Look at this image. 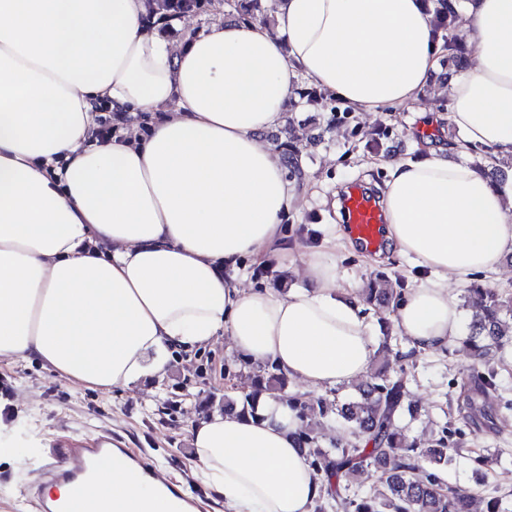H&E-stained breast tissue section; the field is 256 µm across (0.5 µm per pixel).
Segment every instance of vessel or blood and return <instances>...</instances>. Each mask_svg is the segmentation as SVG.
<instances>
[{
    "instance_id": "b4317fda",
    "label": "vessel or blood",
    "mask_w": 512,
    "mask_h": 512,
    "mask_svg": "<svg viewBox=\"0 0 512 512\" xmlns=\"http://www.w3.org/2000/svg\"><path fill=\"white\" fill-rule=\"evenodd\" d=\"M346 221L350 233L359 245L368 251L378 250L383 243V215L376 201L362 188H352L345 198ZM119 458L142 473L150 468L142 457L128 448H116L108 434L93 439L70 440L55 456L54 462L40 474V491L29 494L28 500L36 512H78L80 498L71 504L57 502L45 496L44 488L65 484L72 488L91 480L98 472L102 461Z\"/></svg>"
}]
</instances>
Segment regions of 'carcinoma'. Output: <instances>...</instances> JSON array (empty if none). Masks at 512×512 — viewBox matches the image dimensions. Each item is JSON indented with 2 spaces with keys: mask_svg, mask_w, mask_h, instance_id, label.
I'll use <instances>...</instances> for the list:
<instances>
[{
  "mask_svg": "<svg viewBox=\"0 0 512 512\" xmlns=\"http://www.w3.org/2000/svg\"><path fill=\"white\" fill-rule=\"evenodd\" d=\"M153 13L148 27L167 32L181 43L194 39L200 26L210 21L211 0H152ZM224 15L245 22L269 21L263 0H224ZM186 16L199 18L198 26L177 28L174 22ZM458 11L451 0H434V30L442 41L439 65L449 69L455 65L465 45L453 35ZM300 103L330 112L327 125H348L352 109L336 106V97L304 82L297 91ZM284 156L288 176L298 182L305 178L302 149L294 137L277 144ZM469 292L480 297L478 310L472 316L469 334L463 339L470 360L469 386H461L454 398L458 422L447 421L431 436L419 442L406 439L397 421L401 417L416 418L426 409L411 400L407 391L409 360L417 351L395 353L389 345L390 327L386 320L383 340L376 358L356 395L341 399L329 392L313 399L298 391H288V378L276 365L265 363L241 387L237 398L224 397V410H255L257 397L277 391L288 392V406L301 419L298 433L300 447L310 466L322 479L314 512H471L478 490L449 487L442 472L451 463L448 449L458 446L464 429L473 421L475 397L499 394L500 385L495 360H503L512 348V297L496 289L475 283ZM408 288L405 279L391 287L389 276L378 271L362 288L361 301L379 314L396 312L404 302ZM335 420L345 427L344 438L333 448H324L317 429L325 421ZM373 467L381 474L380 485L362 494L355 489L358 475Z\"/></svg>",
  "mask_w": 512,
  "mask_h": 512,
  "instance_id": "carcinoma-1",
  "label": "carcinoma"
}]
</instances>
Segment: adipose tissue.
I'll list each match as a JSON object with an SVG mask.
<instances>
[{"mask_svg":"<svg viewBox=\"0 0 512 512\" xmlns=\"http://www.w3.org/2000/svg\"><path fill=\"white\" fill-rule=\"evenodd\" d=\"M274 26L203 25L182 45L148 28V0H0V359H35L104 391L164 376L173 351L228 336L327 392L369 371L377 346L358 296L336 285V227L296 261L284 221L299 194L265 140L300 81L357 112L404 107L435 85L441 42L424 0H268ZM475 64L451 80L461 139L392 160L386 232L428 268L392 317L407 343H458L449 277L495 276L512 254V0H459ZM148 111L100 139L108 112ZM507 166L491 183L464 148ZM299 268L297 288L246 289L244 259ZM285 395L257 416L213 409L189 434L195 476L225 512H313L320 480ZM91 512H164L116 462L88 483Z\"/></svg>","mask_w":512,"mask_h":512,"instance_id":"ef3b65f1","label":"adipose tissue"}]
</instances>
